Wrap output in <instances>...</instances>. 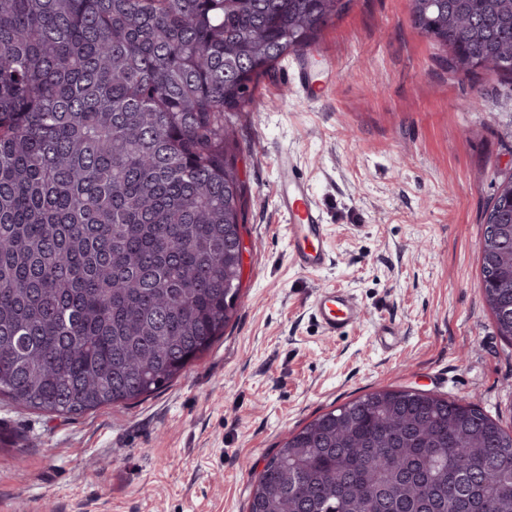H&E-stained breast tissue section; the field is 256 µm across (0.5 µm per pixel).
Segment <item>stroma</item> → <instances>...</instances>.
Returning <instances> with one entry per match:
<instances>
[{"instance_id":"stroma-1","label":"stroma","mask_w":512,"mask_h":512,"mask_svg":"<svg viewBox=\"0 0 512 512\" xmlns=\"http://www.w3.org/2000/svg\"><path fill=\"white\" fill-rule=\"evenodd\" d=\"M312 53L324 98H301L291 59L235 119L248 202L223 337L133 405L50 417L0 400V425L21 439L0 450V512H247L289 433L378 389L469 401L512 434V342L484 303L480 254L512 176V74L459 78L409 0H351ZM283 151L323 213L331 262L319 272L288 255ZM327 288L363 309L346 335L312 315Z\"/></svg>"}]
</instances>
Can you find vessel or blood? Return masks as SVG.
Masks as SVG:
<instances>
[{
	"mask_svg": "<svg viewBox=\"0 0 512 512\" xmlns=\"http://www.w3.org/2000/svg\"><path fill=\"white\" fill-rule=\"evenodd\" d=\"M298 89L309 101L323 97L317 78L309 67L298 72ZM280 173L277 186V203L286 220L289 253L294 263L303 269L325 268L329 256L324 246L325 226L310 188L297 171V164L290 154L279 155L276 160ZM313 310L330 336L349 332L360 320L362 310L348 295L333 290L321 291L315 298Z\"/></svg>",
	"mask_w": 512,
	"mask_h": 512,
	"instance_id": "1",
	"label": "vessel or blood"
}]
</instances>
